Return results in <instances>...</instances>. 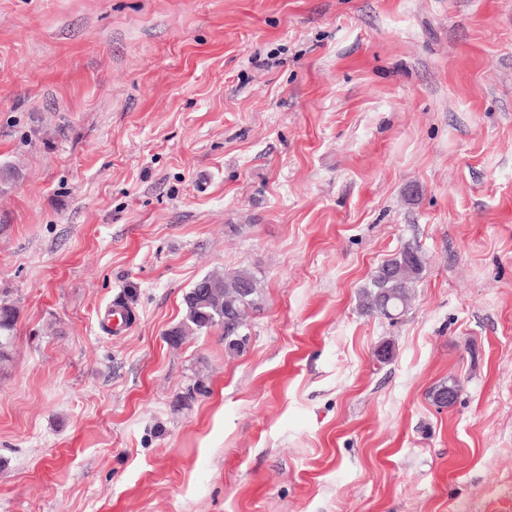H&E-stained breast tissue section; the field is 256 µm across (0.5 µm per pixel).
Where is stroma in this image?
<instances>
[{
    "mask_svg": "<svg viewBox=\"0 0 512 512\" xmlns=\"http://www.w3.org/2000/svg\"><path fill=\"white\" fill-rule=\"evenodd\" d=\"M1 168L0 512H512V0H0ZM422 271V262L418 251L405 247L393 259L387 260L377 268L371 277L370 285L363 292L365 308L371 313H378L375 308L378 294L383 291L391 295L400 304L410 305L411 289ZM201 284H206V297L197 298V290ZM238 288H247V293L239 297ZM259 288L251 273L247 270H238L230 274H208L198 281L186 292L184 296L185 319L179 328L174 329L178 336L168 338L171 343L178 345L188 331L205 332L220 329L224 335V345L231 351H237L235 340H244L242 330L245 326L244 316L247 310L257 308ZM202 302V304H199ZM228 308L234 310L231 321L224 319ZM16 326V311L8 304L0 305V363L9 361V346Z\"/></svg>",
    "mask_w": 512,
    "mask_h": 512,
    "instance_id": "1",
    "label": "stroma"
}]
</instances>
